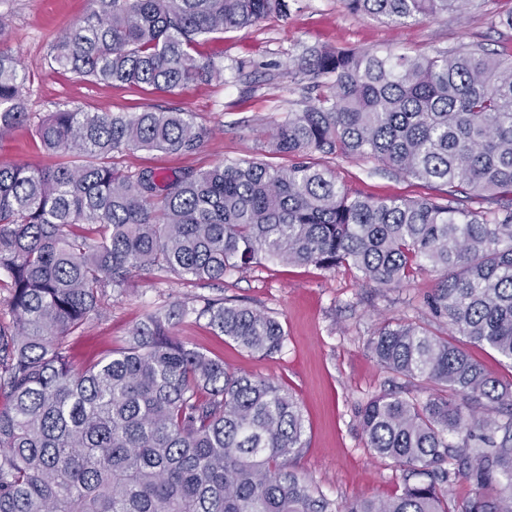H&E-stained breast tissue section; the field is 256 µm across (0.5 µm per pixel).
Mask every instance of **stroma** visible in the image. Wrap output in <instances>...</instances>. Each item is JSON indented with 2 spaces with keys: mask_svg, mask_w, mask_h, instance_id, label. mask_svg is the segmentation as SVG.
Segmentation results:
<instances>
[{
  "mask_svg": "<svg viewBox=\"0 0 512 512\" xmlns=\"http://www.w3.org/2000/svg\"><path fill=\"white\" fill-rule=\"evenodd\" d=\"M288 20L268 18L256 26L230 31L202 43L200 52L221 65L220 78L171 93L149 87L98 84L75 72L52 66L56 37L87 11V0H0V48L18 55L25 74L23 94L28 112L45 115L57 109L78 112L181 110L193 113L211 134L195 153L156 151L119 153L118 168H154L172 177L186 170L205 171L232 160L256 157L263 131L309 104V76L289 72L288 64L306 48L390 50L430 54L460 43H480L491 50L512 47V30L491 20L511 4L475 0L464 21L420 19L399 26L351 14L342 0H287ZM250 60L237 71L234 63ZM28 126L0 135V165L47 166ZM351 193L372 199L444 195L446 188L396 174L370 159L327 160ZM436 273L415 276L411 285L386 290L366 282L347 266L325 270L314 266L284 267L260 261L223 281L189 283L155 274L135 277L125 294H105L102 315L81 332L74 360L82 363L119 346L148 311L196 295L243 299L268 311L283 325L280 354L260 357L215 335L206 320L187 317L175 333L226 369L245 370L280 384L299 402L306 446L296 468L337 503L366 497L386 500L403 488L401 469L373 454L358 413L374 396L391 389L396 377L373 358L369 342L386 322H429L424 301Z\"/></svg>",
  "mask_w": 512,
  "mask_h": 512,
  "instance_id": "35a3bbf8",
  "label": "stroma"
}]
</instances>
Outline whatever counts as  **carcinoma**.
I'll use <instances>...</instances> for the list:
<instances>
[{
	"mask_svg": "<svg viewBox=\"0 0 512 512\" xmlns=\"http://www.w3.org/2000/svg\"><path fill=\"white\" fill-rule=\"evenodd\" d=\"M473 0H343L404 24L462 13ZM288 19L286 0H90L59 36L57 69L172 92L220 74L200 41ZM313 103L266 133L272 154L174 179L120 173L116 152H196L210 135L190 112H72L33 120L15 55L0 51V134L33 126L70 161L0 167V512H512V385L464 342L512 363V48L432 54L310 48ZM378 161L447 187L446 197L351 195L313 154ZM472 196L494 210L462 206ZM347 265L380 288L440 273L425 306L448 325L382 326L377 363L435 394L373 397L360 424L403 471L402 493L341 505L292 462L305 448L299 403L276 382L229 372L173 334L186 316L273 357L282 324L240 300L195 296L147 313L120 346L80 368L71 340L100 316L106 289L141 271L211 282L259 260ZM494 406L496 417L481 418ZM460 479L478 491L460 502Z\"/></svg>",
	"mask_w": 512,
	"mask_h": 512,
	"instance_id": "obj_1",
	"label": "carcinoma"
}]
</instances>
